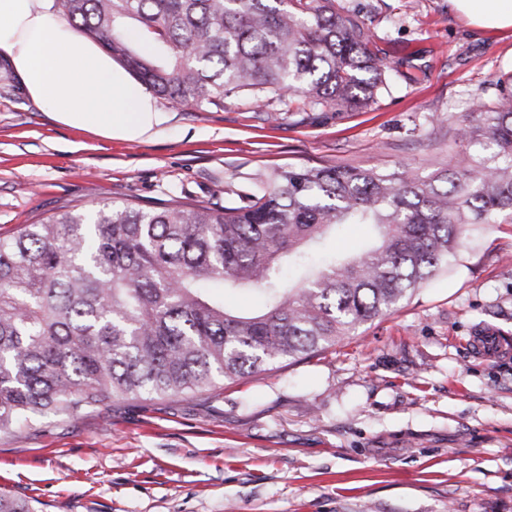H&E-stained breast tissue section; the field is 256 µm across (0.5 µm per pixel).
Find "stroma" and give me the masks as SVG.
Listing matches in <instances>:
<instances>
[{
  "mask_svg": "<svg viewBox=\"0 0 512 512\" xmlns=\"http://www.w3.org/2000/svg\"><path fill=\"white\" fill-rule=\"evenodd\" d=\"M391 67L371 108L175 109L167 134L108 140L52 120L0 76V237L75 206L182 196L223 204L277 168L403 164L464 145L512 73V31L448 0H343ZM512 224H479L461 265L312 357L202 395L120 398L0 435V492L36 512H512Z\"/></svg>",
  "mask_w": 512,
  "mask_h": 512,
  "instance_id": "obj_1",
  "label": "stroma"
}]
</instances>
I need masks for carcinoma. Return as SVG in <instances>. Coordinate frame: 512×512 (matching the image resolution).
Listing matches in <instances>:
<instances>
[{
	"label": "carcinoma",
	"instance_id": "obj_1",
	"mask_svg": "<svg viewBox=\"0 0 512 512\" xmlns=\"http://www.w3.org/2000/svg\"><path fill=\"white\" fill-rule=\"evenodd\" d=\"M58 15L156 97L207 112L248 91L288 108L367 109L388 67L338 0H55ZM139 27L140 45L125 31ZM421 177L404 165L275 169L222 207L129 199L0 239V433L106 400L201 394L313 356L451 270L474 224H512V74ZM371 224L355 256H326ZM209 288L260 290L241 312ZM0 512H35L0 493Z\"/></svg>",
	"mask_w": 512,
	"mask_h": 512
}]
</instances>
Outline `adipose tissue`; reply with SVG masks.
Segmentation results:
<instances>
[{"mask_svg": "<svg viewBox=\"0 0 512 512\" xmlns=\"http://www.w3.org/2000/svg\"><path fill=\"white\" fill-rule=\"evenodd\" d=\"M481 30L512 29V0H448ZM0 58L36 105L58 123L108 139L146 140L164 132L171 113L112 58L78 39L53 0H0Z\"/></svg>", "mask_w": 512, "mask_h": 512, "instance_id": "1", "label": "adipose tissue"}]
</instances>
